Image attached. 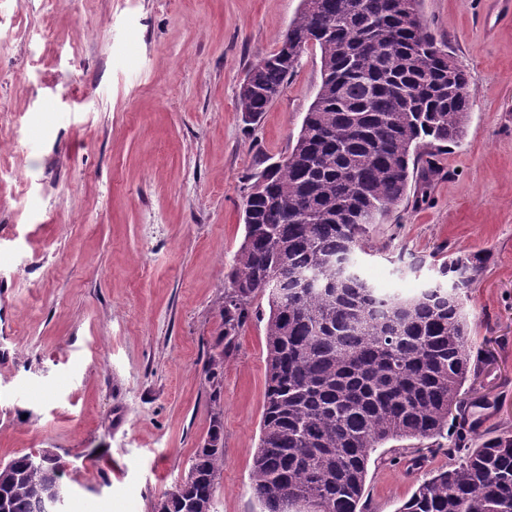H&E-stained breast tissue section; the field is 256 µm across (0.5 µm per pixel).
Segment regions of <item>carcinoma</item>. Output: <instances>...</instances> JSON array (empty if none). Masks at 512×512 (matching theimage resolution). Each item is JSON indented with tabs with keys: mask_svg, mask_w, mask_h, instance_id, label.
<instances>
[{
	"mask_svg": "<svg viewBox=\"0 0 512 512\" xmlns=\"http://www.w3.org/2000/svg\"><path fill=\"white\" fill-rule=\"evenodd\" d=\"M419 4L303 0L240 89L241 111H267L297 68L289 50L319 48L321 87L288 162L249 177L264 189L244 204L245 235L224 293V350L207 368L220 385L252 299L266 295V391L251 473L264 512H364L377 449L444 436L454 464L426 473L399 512H512V434L474 433L464 399L472 367L466 289L481 259L460 254L441 265L447 280L467 265L469 279L452 297L431 287L381 292L355 258L369 226L404 199L420 142H458L471 110L467 72L437 46ZM222 418L217 405L193 479L164 493L155 512H214ZM32 457L3 464L6 512H42V492L59 478L61 458L38 470Z\"/></svg>",
	"mask_w": 512,
	"mask_h": 512,
	"instance_id": "1",
	"label": "carcinoma"
}]
</instances>
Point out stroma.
Returning <instances> with one entry per match:
<instances>
[{
	"mask_svg": "<svg viewBox=\"0 0 512 512\" xmlns=\"http://www.w3.org/2000/svg\"><path fill=\"white\" fill-rule=\"evenodd\" d=\"M302 0H0V462L54 449L65 512H154L223 410L215 512H263L251 489L266 386L267 299L224 353V287L251 174L295 143L320 88L308 47L267 112L239 89ZM473 105L458 143L418 163L358 261L411 294L457 253L478 370L468 413L512 432V10L421 0ZM410 441L377 449L367 512H397L424 470Z\"/></svg>",
	"mask_w": 512,
	"mask_h": 512,
	"instance_id": "35a3bbf8",
	"label": "stroma"
}]
</instances>
